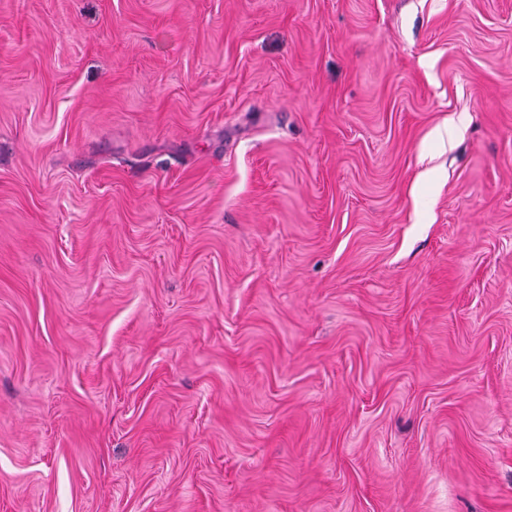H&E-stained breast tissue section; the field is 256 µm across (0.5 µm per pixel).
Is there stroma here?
Masks as SVG:
<instances>
[{
    "mask_svg": "<svg viewBox=\"0 0 512 512\" xmlns=\"http://www.w3.org/2000/svg\"><path fill=\"white\" fill-rule=\"evenodd\" d=\"M0 512H512V0H0Z\"/></svg>",
    "mask_w": 512,
    "mask_h": 512,
    "instance_id": "obj_1",
    "label": "stroma"
}]
</instances>
